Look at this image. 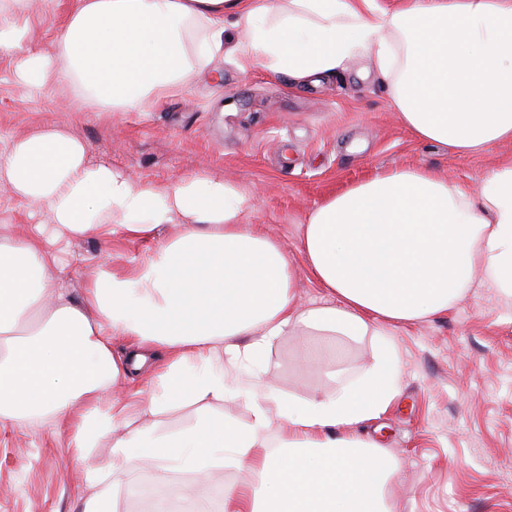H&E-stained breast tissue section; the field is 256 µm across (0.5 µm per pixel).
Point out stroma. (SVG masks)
I'll return each mask as SVG.
<instances>
[{
	"label": "stroma",
	"mask_w": 512,
	"mask_h": 512,
	"mask_svg": "<svg viewBox=\"0 0 512 512\" xmlns=\"http://www.w3.org/2000/svg\"><path fill=\"white\" fill-rule=\"evenodd\" d=\"M71 6L72 0L45 6L35 0L23 11L30 32L26 51L54 52L55 34ZM14 67V56L0 53V157L16 137L56 121L88 145L91 160L112 163L133 183L165 185L200 172L229 182L251 202L243 223L269 228L287 250L303 307L324 297L307 271L299 239L307 214L325 197L394 167H426L475 189L512 159V142L461 156L414 138L401 126L386 83L363 56L302 89L260 66L240 70L219 50L206 77L188 79L162 105L113 114L81 103L67 76H57L44 91H26ZM173 232L161 227L153 241ZM150 242L117 229L106 239L72 238L57 248L67 283L78 291L101 265L131 272ZM391 341L401 393L366 432L398 458L400 512H512V304L477 290L427 323L397 327ZM321 351L348 381L376 354L367 339L309 336L300 342L286 335L260 372L286 394L312 398L330 385L314 361ZM203 410L249 420L244 401L230 399L142 411L135 420L173 433L193 425ZM247 477L227 468L203 484L179 470L163 478L187 479L204 494ZM163 478L137 467L124 487ZM81 481L80 467L48 427L0 431V512H77Z\"/></svg>",
	"instance_id": "obj_1"
}]
</instances>
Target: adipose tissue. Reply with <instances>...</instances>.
<instances>
[{
    "label": "adipose tissue",
    "instance_id": "obj_1",
    "mask_svg": "<svg viewBox=\"0 0 512 512\" xmlns=\"http://www.w3.org/2000/svg\"><path fill=\"white\" fill-rule=\"evenodd\" d=\"M25 0L0 5V51L31 91L67 73L106 112L159 106L192 75L186 50L220 49L228 27L243 35L245 65L307 87L369 53L389 81L402 125L423 141L467 154L512 140V0H74L57 51L27 53ZM0 184L39 221L0 237V430L46 420L65 433L82 468V512H119L132 467L209 473L230 467L250 480L226 485L223 512H397V461L357 434L400 393L392 330L447 312L471 288L512 297V160L480 193L428 169L392 168L335 193L308 214L300 248L329 303L299 308L288 256L276 237L241 220L248 200L205 174L168 185L132 184L89 158L59 124L15 139ZM128 275L101 271L81 297L58 274L56 243L120 227L149 238ZM127 338L123 355L114 336ZM372 337L381 352L357 380L293 400L261 379L232 387L282 336ZM169 364L146 390L151 411L191 397L245 399L240 424L202 414L174 434L132 425L123 384L155 348ZM112 440L108 470L91 448Z\"/></svg>",
    "mask_w": 512,
    "mask_h": 512
}]
</instances>
